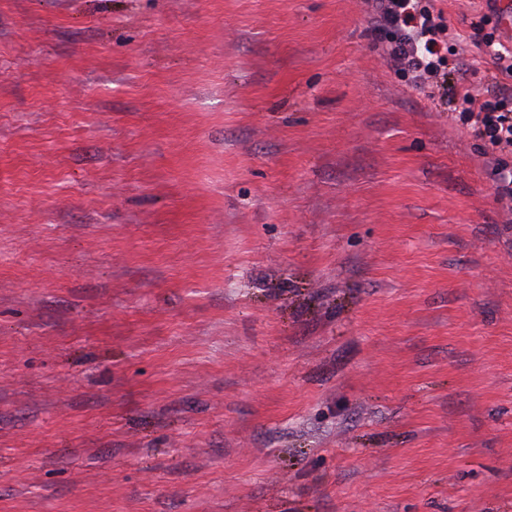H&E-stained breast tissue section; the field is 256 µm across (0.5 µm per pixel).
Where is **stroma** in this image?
Returning a JSON list of instances; mask_svg holds the SVG:
<instances>
[{
  "label": "stroma",
  "instance_id": "stroma-1",
  "mask_svg": "<svg viewBox=\"0 0 512 512\" xmlns=\"http://www.w3.org/2000/svg\"><path fill=\"white\" fill-rule=\"evenodd\" d=\"M371 27L0 0V512H512V214Z\"/></svg>",
  "mask_w": 512,
  "mask_h": 512
}]
</instances>
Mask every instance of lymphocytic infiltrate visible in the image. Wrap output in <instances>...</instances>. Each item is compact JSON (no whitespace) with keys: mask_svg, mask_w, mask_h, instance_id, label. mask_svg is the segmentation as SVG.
Segmentation results:
<instances>
[{"mask_svg":"<svg viewBox=\"0 0 512 512\" xmlns=\"http://www.w3.org/2000/svg\"><path fill=\"white\" fill-rule=\"evenodd\" d=\"M373 36L389 35L386 62L415 87L438 88L468 133L498 152L491 175L500 201L512 205V92L480 100L469 87L448 81V26L434 0H365Z\"/></svg>","mask_w":512,"mask_h":512,"instance_id":"1","label":"lymphocytic infiltrate"}]
</instances>
